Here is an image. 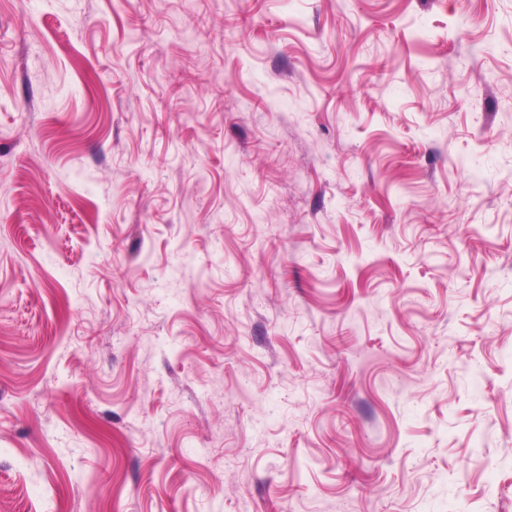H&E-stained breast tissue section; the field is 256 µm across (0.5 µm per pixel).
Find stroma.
<instances>
[{"instance_id":"1","label":"stroma","mask_w":512,"mask_h":512,"mask_svg":"<svg viewBox=\"0 0 512 512\" xmlns=\"http://www.w3.org/2000/svg\"><path fill=\"white\" fill-rule=\"evenodd\" d=\"M0 512H512V0H0Z\"/></svg>"}]
</instances>
